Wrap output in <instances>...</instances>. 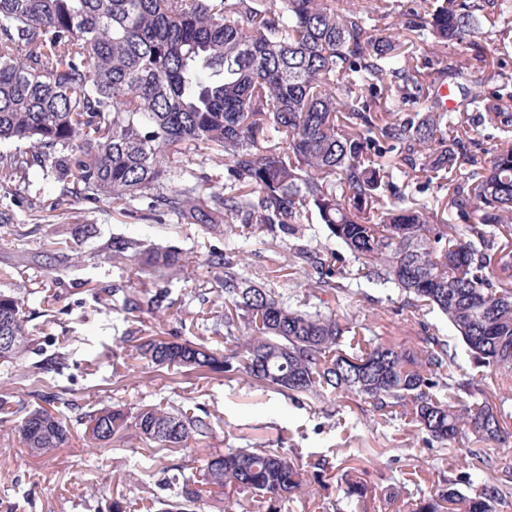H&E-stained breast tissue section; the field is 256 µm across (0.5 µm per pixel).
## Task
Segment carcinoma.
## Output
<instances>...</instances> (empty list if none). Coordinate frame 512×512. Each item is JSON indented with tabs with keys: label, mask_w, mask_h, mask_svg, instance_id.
I'll return each mask as SVG.
<instances>
[{
	"label": "carcinoma",
	"mask_w": 512,
	"mask_h": 512,
	"mask_svg": "<svg viewBox=\"0 0 512 512\" xmlns=\"http://www.w3.org/2000/svg\"><path fill=\"white\" fill-rule=\"evenodd\" d=\"M400 21L380 25L388 0H0V192L33 170L53 176L57 201L112 202L149 216L224 231L222 310L203 320L224 353L198 339L137 336L131 359L200 374L244 373L287 396L358 397L387 415L408 409L418 430L447 444L474 470L495 464L488 447L508 435L483 379L456 369L457 351L436 334L420 349L380 336L355 340L357 288L396 292L412 313L438 311L476 369L512 382V0H412ZM502 24L499 38L475 40ZM448 56L424 73L415 40ZM489 120L500 146L456 132L463 115ZM224 162V182L194 155ZM439 179L456 224L402 188L416 172ZM458 174L460 178L447 179ZM257 224L288 251L303 288L288 299L244 273ZM114 236L112 258L138 249ZM178 253H142V289L112 288L123 310L164 318ZM26 302L0 291L1 362L60 372L66 353L34 348ZM84 434L108 443L134 428L153 448L176 451L214 434L208 414L182 406H115L80 417ZM16 432L36 455L67 446L64 416L26 412ZM201 479L168 478L162 512H198L207 493L282 512L332 469L308 470L281 448H236L199 459ZM464 493L454 482L422 494L410 512H496L512 485ZM346 506L367 494L347 475Z\"/></svg>",
	"instance_id": "cac0c4a2"
}]
</instances>
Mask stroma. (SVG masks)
I'll return each instance as SVG.
<instances>
[{"label":"stroma","instance_id":"1","mask_svg":"<svg viewBox=\"0 0 512 512\" xmlns=\"http://www.w3.org/2000/svg\"><path fill=\"white\" fill-rule=\"evenodd\" d=\"M87 228L92 237L81 238ZM243 233L251 244L250 277L281 289V281H267L265 272L271 261L280 260L279 248L258 227H244ZM120 235L180 252L178 274L169 285L176 314L164 321L142 316L139 329L152 334L177 327L182 337L205 339L199 322L207 308L189 297L201 287L219 295L220 272L205 259L223 249L222 234L199 224L129 218L108 203L56 202L49 179L35 171L10 198L0 200V290L24 296L38 347L50 352L66 347L69 360L58 375L0 362V396L33 407L42 396L59 394L66 401L61 411L70 420L78 411L105 404L131 410L159 403L198 407L217 422L207 442L211 450L261 444L288 449L306 463L333 455L345 466L364 470L368 493L357 512H401L406 502L444 489L451 480L462 490L491 481L486 471L461 481L456 445L429 442L401 407L379 416L352 396L297 404L241 373L218 377L159 371L142 362L130 366L118 351L134 324L122 311L121 297L108 292L113 284L133 279L136 270L131 258L112 259L107 249ZM73 249L83 251L85 261L68 272L63 260ZM46 297L52 300L47 310L41 305ZM356 304L365 327L400 343L416 345L428 334L451 333L442 315L411 314L398 299L373 288H361ZM19 422L16 416L0 419V512H97L117 496L127 499L130 512H158L154 496L162 465L192 475L201 456L197 450L180 451L153 463L136 430L102 446L86 438L80 426L68 447L35 456L18 441ZM342 487L339 477L325 478L288 502L283 512H329Z\"/></svg>","mask_w":512,"mask_h":512}]
</instances>
